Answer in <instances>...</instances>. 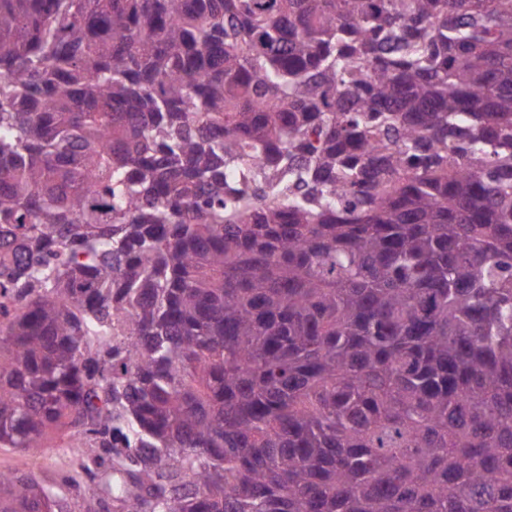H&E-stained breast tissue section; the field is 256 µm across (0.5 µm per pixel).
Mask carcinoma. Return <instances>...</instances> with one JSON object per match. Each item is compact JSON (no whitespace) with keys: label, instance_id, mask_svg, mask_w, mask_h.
I'll return each mask as SVG.
<instances>
[{"label":"carcinoma","instance_id":"cac0c4a2","mask_svg":"<svg viewBox=\"0 0 512 512\" xmlns=\"http://www.w3.org/2000/svg\"><path fill=\"white\" fill-rule=\"evenodd\" d=\"M53 431L123 512H512V0H0V446Z\"/></svg>","mask_w":512,"mask_h":512}]
</instances>
